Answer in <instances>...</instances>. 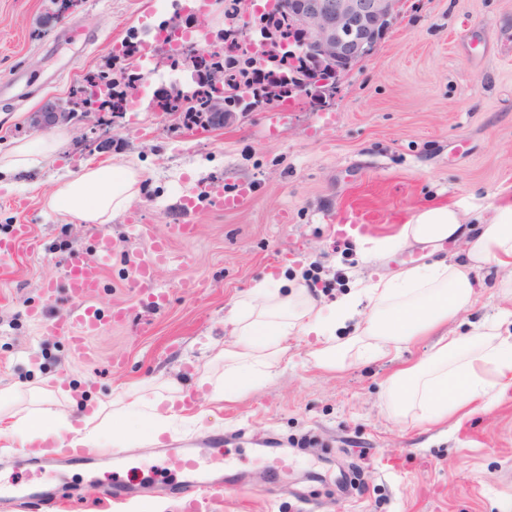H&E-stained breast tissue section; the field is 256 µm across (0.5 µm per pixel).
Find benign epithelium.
<instances>
[{"label": "benign epithelium", "mask_w": 512, "mask_h": 512, "mask_svg": "<svg viewBox=\"0 0 512 512\" xmlns=\"http://www.w3.org/2000/svg\"><path fill=\"white\" fill-rule=\"evenodd\" d=\"M288 9V29L270 24L280 10ZM397 0H274L266 9L254 15L246 14L234 34L235 43L246 45L255 60V66L265 69L270 65L283 71L285 84L270 88L272 103L277 105L298 95L317 96L322 100L332 97L345 74L374 52L388 29L396 12ZM228 45L215 38L209 45L179 61L191 66L193 73L200 70L201 61L213 53H221ZM299 56L309 58L305 73L295 69ZM209 92L213 108L222 122L230 121L234 112L226 109L228 78L225 70L208 71L205 87L199 85L189 91L177 87L166 93L170 99L187 104L200 90ZM106 85L78 100L69 99L55 112L45 113V126L85 122L91 125L93 136L84 138L85 152L96 149L111 134L101 123L99 99L107 97Z\"/></svg>", "instance_id": "benign-epithelium-1"}]
</instances>
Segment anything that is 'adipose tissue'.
<instances>
[{
	"mask_svg": "<svg viewBox=\"0 0 512 512\" xmlns=\"http://www.w3.org/2000/svg\"><path fill=\"white\" fill-rule=\"evenodd\" d=\"M67 141L64 131L16 144L0 157V168L20 172L37 167ZM141 174L121 165L85 168L49 196L51 209L82 224L111 223L135 199ZM477 233L466 234L463 216L447 205L418 209L396 233L363 238L362 255L377 259L412 244L465 238L462 259L398 269L369 281L331 306L313 298L304 282L267 275L238 298L228 321L234 339L216 349L223 372L199 376L196 390L205 402L235 401L244 389L272 378L288 359L292 338L314 337L311 352L325 370L344 368L350 358L379 360L426 336L435 337L432 355L401 368L386 381L388 408L396 420L414 417L420 424L461 421L489 388L512 381V311L464 334L446 326L477 301L472 274L493 265L502 269L501 294L512 300V197L506 196L490 217L479 218ZM368 311L358 335L337 342L336 330L352 319L360 301ZM187 394L169 383L152 394L118 393L112 402L76 400L72 389L55 386L24 407L21 392L0 389V453L35 448L126 447L130 436L156 442L169 433L185 410Z\"/></svg>",
	"mask_w": 512,
	"mask_h": 512,
	"instance_id": "ef3b65f1",
	"label": "adipose tissue"
}]
</instances>
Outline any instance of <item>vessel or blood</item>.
Masks as SVG:
<instances>
[{"mask_svg":"<svg viewBox=\"0 0 512 512\" xmlns=\"http://www.w3.org/2000/svg\"><path fill=\"white\" fill-rule=\"evenodd\" d=\"M134 236L147 240L145 249H131L128 254V270L130 281L134 287L146 292L152 304L158 305L166 300V296L155 281L156 267L165 261L170 250L167 237L154 234L151 225L137 224L133 227ZM96 252L87 256L81 250L69 253L65 264L63 279L71 301V308L64 319L55 320L51 329L56 334L68 338L73 350L85 354V340L96 335L102 320L94 300L98 293L101 277L106 264L112 257L116 242L107 229H99L94 236ZM216 448H185L178 459V471L182 476L177 489L178 497L184 499L197 512L205 508L212 512L214 506L222 504L224 493L229 488L224 473L207 471L203 462L208 458H218ZM20 464L29 466L35 472L42 473L60 465L84 468L91 465L90 457L81 453H72L62 457L48 453L38 457L23 456ZM135 488L133 480L118 479L105 482L100 490L98 502L104 512L106 508L118 504L128 497Z\"/></svg>","mask_w":512,"mask_h":512,"instance_id":"obj_1","label":"vessel or blood"}]
</instances>
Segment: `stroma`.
<instances>
[{
  "label": "stroma",
  "mask_w": 512,
  "mask_h": 512,
  "mask_svg": "<svg viewBox=\"0 0 512 512\" xmlns=\"http://www.w3.org/2000/svg\"><path fill=\"white\" fill-rule=\"evenodd\" d=\"M176 0H81L60 11L58 0H0V80L22 106L0 104V154L41 137L34 117L65 102L91 72L107 69L114 49L165 18ZM95 32L83 46L70 33ZM155 84L145 78L132 110L117 115L112 140L86 156L73 143L90 133L69 125L72 142L39 167L0 172V240L18 225L29 236L0 259V387L21 391L56 384L110 401L146 382H178L194 391L211 368L214 347L231 340L229 311L267 274L302 278L323 304L339 300L353 280H366L434 259H461L464 240L408 246L367 260L353 238L337 233L343 212L394 233L426 205L469 207L490 214L512 187V0H400L374 54L353 66L334 97L314 105L256 107L224 127L186 126L151 109ZM120 164L142 179L126 214L108 229L118 247L96 298L105 317L89 337L88 357L52 332L48 318L70 306L62 281L69 249L92 250L95 227L52 211L49 195L84 167ZM244 192L233 212L211 210L202 191ZM196 198L187 212L183 204ZM166 235L176 222L193 237L173 238V262L155 272L169 299L162 310L139 303L122 246L126 217ZM480 271L477 303L448 323L452 333L499 316L506 304ZM43 310L44 321L30 317ZM124 311L113 321L114 311ZM434 337L403 348L398 358L317 367L311 340H291L287 365L260 388L216 407L160 443L132 441L140 481L126 504L110 512H179L173 488L181 476L162 468L169 448L208 445L224 435L226 461L239 485L222 512H301L299 494L330 512H512V383L495 402L459 425L396 421L385 382L398 368L427 359ZM121 367H113V358ZM281 458L277 487L268 459ZM400 470H389L390 460ZM99 467L34 476L0 456V485L39 482L71 500V512H93Z\"/></svg>",
  "instance_id": "35a3bbf8"
}]
</instances>
